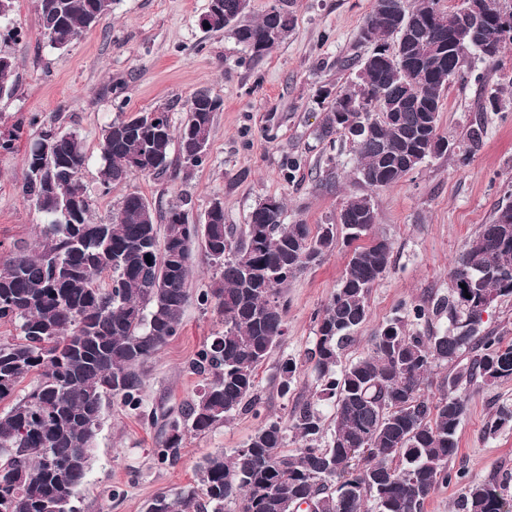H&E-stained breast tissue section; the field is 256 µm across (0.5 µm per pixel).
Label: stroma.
Listing matches in <instances>:
<instances>
[{"label":"stroma","mask_w":512,"mask_h":512,"mask_svg":"<svg viewBox=\"0 0 512 512\" xmlns=\"http://www.w3.org/2000/svg\"><path fill=\"white\" fill-rule=\"evenodd\" d=\"M208 0H114L109 16L56 49L43 38L38 0H16L0 17V53L11 56L13 96L0 98V136L17 130L10 150H0V257L41 237L44 216L17 187L27 169L31 140L55 127L78 135L87 153L82 181L92 217L108 220L127 193L143 195L157 211L179 206L198 221L214 199L224 202V221L248 222L254 205L269 196L287 202V223H334L350 196L370 194L376 233L392 243L390 264L369 296V317L342 355L364 356L377 328L405 305L448 293L453 263L480 225L502 204L512 202V108L484 112L478 74L491 73L482 61L473 75L451 83L439 117V132L462 142L474 125L484 127L483 143L468 160L459 153L427 158L398 185L374 192L358 180L349 142L328 143L316 131L325 105L319 93H339L355 78L348 60L366 56L358 30L373 0H294L296 22L286 39L262 58L232 36L205 30L200 18ZM23 30L15 42V30ZM206 90L221 98L207 157L178 179L136 176L103 191L99 179L104 129L119 118L159 105L180 123L187 99ZM334 171L336 187L326 192L316 180ZM347 248L337 244L322 262L298 275L281 293L288 332L258 374L263 415L288 418L295 401L310 399L315 375L302 365L290 398H282L275 376L282 358L302 360L316 340L315 315L322 310L345 271ZM215 274L201 247H194L189 277L191 298L176 336L146 366L143 410L106 404L93 459L74 504L78 512H144L158 493L193 482L198 465L217 451L243 447L259 425L245 414L202 434L187 435L177 466L159 464L153 448L160 429L146 411L179 413L204 387L190 363L220 331L211 306L198 293ZM467 410L457 430L458 448L448 463L451 479L425 503L424 512H457L462 489L495 480L512 494V429L489 433L498 407L512 405V378L468 390Z\"/></svg>","instance_id":"stroma-1"}]
</instances>
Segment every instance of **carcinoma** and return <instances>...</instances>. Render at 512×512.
<instances>
[{
  "instance_id": "1",
  "label": "carcinoma",
  "mask_w": 512,
  "mask_h": 512,
  "mask_svg": "<svg viewBox=\"0 0 512 512\" xmlns=\"http://www.w3.org/2000/svg\"><path fill=\"white\" fill-rule=\"evenodd\" d=\"M215 31L232 34L254 58L281 43L295 23L290 0L275 14L247 17L250 0H220ZM483 14L477 41L448 45L451 33H466L467 14L442 0H374L358 31L373 51L358 61L351 88L329 98L318 130L321 140L346 136L360 124L367 132L351 140L360 182L372 190L398 184L425 158L458 149L467 159L479 147L484 127L469 129L458 146L439 133V112L448 85L465 76L472 59L500 65L512 45V26L499 13L512 0H472ZM112 0H38L42 34L57 49L88 28L90 13L105 19ZM410 60L401 70L396 58ZM504 73L492 83L483 109L506 107ZM220 98L197 92L173 130L169 109L158 106L112 122L100 144L98 178L105 191L133 176L178 177L202 165ZM56 141L53 188L36 173L39 150ZM178 148L171 157L172 147ZM87 156L73 132L47 130L35 140L19 186L22 197L46 218L35 250L18 249L0 260V323L17 336L0 344V512H74L73 493L90 470L103 402L141 411L145 365L174 335L190 298L193 247L200 244L220 275L201 293L223 331L191 363L204 391L178 416L163 414V436L153 454L174 466L186 434H205L240 413L260 416L257 372L286 334L281 288L321 263L336 247V234L351 246L345 274L317 314L315 344L306 362L316 374V402L331 404L324 418L306 401L287 421L266 419L243 448L219 451L199 465L197 479L174 494L159 493L145 512H423L430 494L448 483L457 428L468 398L459 390L478 381L512 377V343L483 328L493 301L512 298V221L502 223L512 203L480 225L455 259L448 295L410 309L382 324L370 351L349 364L341 355L367 321L368 298L390 263L392 244L374 231L371 197L353 195L338 224L285 223L286 205L270 196L237 229L224 223L217 198L204 221L189 230L186 213L171 206L157 217L138 193L119 201L107 222L93 221L82 183ZM164 223L158 237L157 220ZM369 238L365 245L354 242ZM112 273L106 287L97 285ZM448 316L449 327L433 329ZM469 354L468 362L461 357ZM452 365L443 378L448 393H425L427 375ZM297 362L278 366V392H292ZM34 377L25 395L20 383ZM512 428V406L489 422L496 433ZM300 446L288 450V439ZM506 487L495 481L464 489L458 512H512Z\"/></svg>"
}]
</instances>
